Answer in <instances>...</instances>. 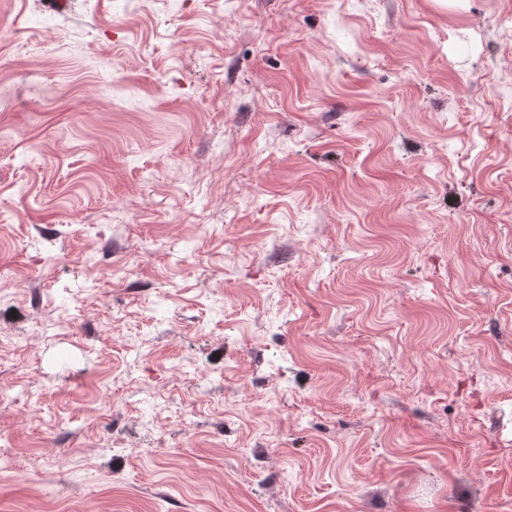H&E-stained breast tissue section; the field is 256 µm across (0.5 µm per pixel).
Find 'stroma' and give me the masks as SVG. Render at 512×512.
<instances>
[{
	"label": "stroma",
	"instance_id": "35a3bbf8",
	"mask_svg": "<svg viewBox=\"0 0 512 512\" xmlns=\"http://www.w3.org/2000/svg\"><path fill=\"white\" fill-rule=\"evenodd\" d=\"M0 512H512V0H0Z\"/></svg>",
	"mask_w": 512,
	"mask_h": 512
}]
</instances>
